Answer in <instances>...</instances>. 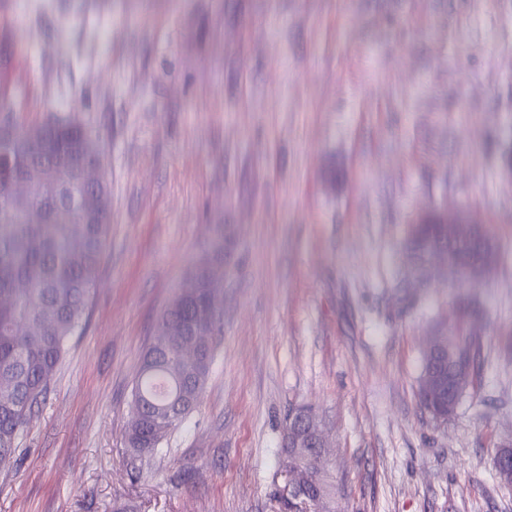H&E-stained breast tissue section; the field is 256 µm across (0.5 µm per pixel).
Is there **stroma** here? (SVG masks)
Wrapping results in <instances>:
<instances>
[{"label": "stroma", "instance_id": "35a3bbf8", "mask_svg": "<svg viewBox=\"0 0 512 512\" xmlns=\"http://www.w3.org/2000/svg\"><path fill=\"white\" fill-rule=\"evenodd\" d=\"M22 119L99 132L112 224L47 400L0 468V512H281L289 414L325 439L332 512H512V0H0ZM487 225L482 282L419 277L411 220ZM224 227V333L196 410L127 448L159 319ZM481 311L448 421L424 349ZM421 382V393L425 400L424 410L438 422L447 421L457 408L456 401L448 394V401L444 402L443 392L446 388V380L434 369L424 371Z\"/></svg>", "mask_w": 512, "mask_h": 512}]
</instances>
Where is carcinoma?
I'll return each mask as SVG.
<instances>
[{"label":"carcinoma","mask_w":512,"mask_h":512,"mask_svg":"<svg viewBox=\"0 0 512 512\" xmlns=\"http://www.w3.org/2000/svg\"><path fill=\"white\" fill-rule=\"evenodd\" d=\"M12 119L10 146L0 154V467L17 460L18 439L44 403L49 382L70 336L83 327L112 219L109 179L99 172V133L71 115L49 113L32 126L17 116L0 84V116ZM24 184L23 195L14 186ZM224 261V230L202 258L190 286L163 312L154 340L141 358L133 391L134 419L126 430L136 454H153L196 409L214 360L224 311L211 299L221 284L212 262ZM475 370L481 345L454 341ZM288 499V512H312L319 480Z\"/></svg>","instance_id":"1"}]
</instances>
